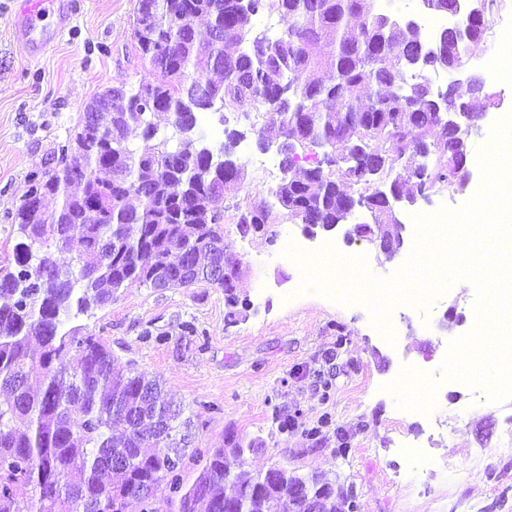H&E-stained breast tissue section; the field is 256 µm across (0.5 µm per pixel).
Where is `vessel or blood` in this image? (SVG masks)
I'll list each match as a JSON object with an SVG mask.
<instances>
[{
	"label": "vessel or blood",
	"instance_id": "1",
	"mask_svg": "<svg viewBox=\"0 0 512 512\" xmlns=\"http://www.w3.org/2000/svg\"><path fill=\"white\" fill-rule=\"evenodd\" d=\"M75 10V0H22L15 33L31 54L44 53L69 29Z\"/></svg>",
	"mask_w": 512,
	"mask_h": 512
}]
</instances>
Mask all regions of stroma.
I'll return each instance as SVG.
<instances>
[{"mask_svg": "<svg viewBox=\"0 0 512 512\" xmlns=\"http://www.w3.org/2000/svg\"><path fill=\"white\" fill-rule=\"evenodd\" d=\"M14 2L0 0L1 256L15 244L12 216L31 172L54 166L55 149L86 103L116 80L136 82L144 68L131 38L135 0H80L70 31L35 58L14 34ZM494 90L501 106L474 100L470 157L487 144L500 113L512 111V85ZM211 118L240 132L235 155L247 173L224 215V241L239 261L238 305L228 309L219 288L133 285L76 326L110 346L116 368L132 365L160 378L190 417L199 451L231 439L256 442L251 471L278 465L325 475L355 487L360 512H512V456L499 452L512 407L475 402L473 387L434 373L451 341L471 328L474 283L451 287L423 310L397 306L391 342L365 306L300 293L302 272L284 251L289 241L303 242L301 226L284 218L268 233L244 237L233 220L234 208L271 200L276 184L255 163H277L280 155L260 151L256 125L240 113ZM318 241L364 257L369 274L383 279L406 262L414 236L406 234L389 261L367 244L346 245L335 231ZM451 309L462 323L447 320ZM188 324L194 335L185 333ZM425 388L457 414L452 428L432 429L418 403ZM285 418L292 425L284 430ZM405 442L420 446L422 459L407 456Z\"/></svg>", "mask_w": 512, "mask_h": 512, "instance_id": "stroma-1", "label": "stroma"}]
</instances>
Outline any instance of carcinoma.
<instances>
[{
  "label": "carcinoma",
  "instance_id": "1",
  "mask_svg": "<svg viewBox=\"0 0 512 512\" xmlns=\"http://www.w3.org/2000/svg\"><path fill=\"white\" fill-rule=\"evenodd\" d=\"M363 0H136L134 47L146 65L137 84L97 94L62 146L58 166L31 174L27 198L13 217L18 241L0 261V512H157L148 493L181 490L191 419L162 395L159 379L135 369L116 372L112 350L98 336L67 322L112 304L132 284L148 288L224 289L211 279L238 265L224 244L227 191L245 166L232 159L230 140L208 153L168 130L198 127L214 109L248 114L264 108L257 131L287 138L301 151L344 153L361 145L385 161L395 178L416 180L427 193L436 184L461 189L464 134L448 149L442 116L474 115L458 89L423 97L414 87L425 72L461 64L469 44L484 34L497 0H477L459 27L444 29L447 55L418 62L419 32L359 22ZM260 12L288 19L277 37L256 32ZM209 22L198 37L194 20ZM142 129L143 144L129 140ZM424 162L407 164L411 155ZM299 155L280 162L273 192L296 224L336 223L345 196L339 182L370 185L365 158L354 168L299 169ZM108 177H100L101 172ZM57 206L49 210L45 200ZM272 211L251 206L235 215L238 232L269 231ZM70 253L59 266L52 249ZM253 444L208 451L178 512H336V483L283 470L275 479L245 470ZM123 464H113L115 454ZM236 458V469L224 457ZM232 481L235 492L220 491ZM325 485L309 506L292 493Z\"/></svg>",
  "mask_w": 512,
  "mask_h": 512
}]
</instances>
